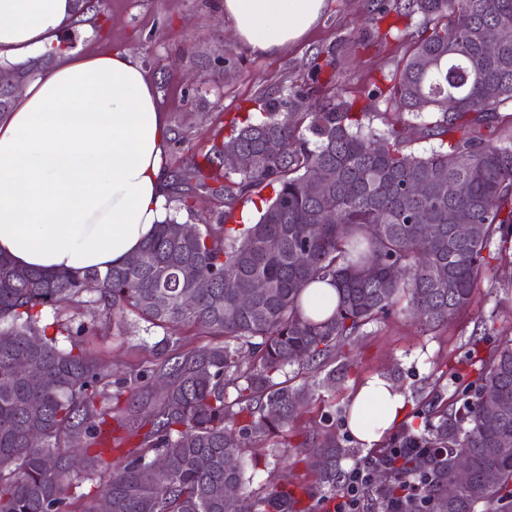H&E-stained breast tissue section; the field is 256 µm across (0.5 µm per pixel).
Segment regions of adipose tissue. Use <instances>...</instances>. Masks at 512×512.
I'll return each mask as SVG.
<instances>
[{
	"label": "adipose tissue",
	"mask_w": 512,
	"mask_h": 512,
	"mask_svg": "<svg viewBox=\"0 0 512 512\" xmlns=\"http://www.w3.org/2000/svg\"><path fill=\"white\" fill-rule=\"evenodd\" d=\"M325 0H222L239 42L259 55L301 39ZM73 0H0V59L24 62L78 23ZM171 137L155 85L129 51L67 52L0 122V256L75 276L135 254L168 215L162 157ZM404 394L374 376L346 427L372 448L403 417Z\"/></svg>",
	"instance_id": "obj_1"
}]
</instances>
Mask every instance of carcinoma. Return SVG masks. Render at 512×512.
<instances>
[{
	"label": "carcinoma",
	"instance_id": "cac0c4a2",
	"mask_svg": "<svg viewBox=\"0 0 512 512\" xmlns=\"http://www.w3.org/2000/svg\"><path fill=\"white\" fill-rule=\"evenodd\" d=\"M396 14L420 16L422 32L386 89L398 112L383 132L366 124L370 113L336 75L320 97L296 85L288 100L269 99L261 119L229 121L230 136L203 155L210 174L194 155L172 172L173 185L224 199L216 223L174 216L138 251L147 263L127 259L103 273L20 276L0 257V512H64L69 489L96 475L74 474L68 459L93 447L108 471L99 489L110 512H313L315 497L336 494L344 450L332 430L299 444L313 448L304 459L313 486L250 488L260 460L246 459L248 449L270 442L281 456L288 444L279 438L311 399L306 385L278 377L326 365L403 299L425 329L446 325L474 299L492 244L503 253L512 243V123L500 116L512 104V39L497 57L484 55L486 41L512 30V0H406ZM18 68L0 61V121L14 106L7 94ZM413 136L447 142L417 155ZM271 141L279 151L267 150ZM229 151L240 166H224ZM415 183L422 192L407 196ZM257 197L258 217L236 219V205ZM457 210L471 218L465 239L449 228ZM326 279L338 300L323 318L306 311L303 292ZM195 280L210 288L185 296ZM257 280L266 287L240 304ZM63 305L90 323L47 321ZM102 307L211 341L185 349L165 336L151 365L114 380L86 347ZM484 341L470 354L471 395L415 412L420 424L395 441L425 452L389 468L391 483L375 488L380 512L411 474L424 489L406 512L432 502L441 512H512V339L486 349ZM27 362L47 374L37 391L19 372ZM460 464L469 478L449 499L442 490Z\"/></svg>",
	"mask_w": 512,
	"mask_h": 512
}]
</instances>
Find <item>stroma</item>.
I'll return each instance as SVG.
<instances>
[{"instance_id":"stroma-1","label":"stroma","mask_w":512,"mask_h":512,"mask_svg":"<svg viewBox=\"0 0 512 512\" xmlns=\"http://www.w3.org/2000/svg\"><path fill=\"white\" fill-rule=\"evenodd\" d=\"M394 9L395 0H326L319 22L302 41L268 56L234 41L218 0H105L104 33L77 28L72 36L78 52L125 48L147 70L173 131L182 138L164 157L171 171L223 139L228 118L258 111L265 99L286 95L291 85L311 83L315 64L332 61L351 91L373 83L386 86L422 28L420 18L397 19ZM376 15L383 18L378 32L366 23ZM488 323L494 335L512 337V256L484 274L474 302L445 326L424 330L401 310L364 326L332 358L335 375L310 373L315 400L297 421L296 432L335 429L352 451L343 469L372 459L378 448L361 447L345 427L343 411L355 389L382 375L403 391L407 411L436 393L458 401L459 383L450 370L466 359ZM163 335V329L148 328L135 315L117 325L101 314L87 345L118 378L149 365L151 347Z\"/></svg>"}]
</instances>
